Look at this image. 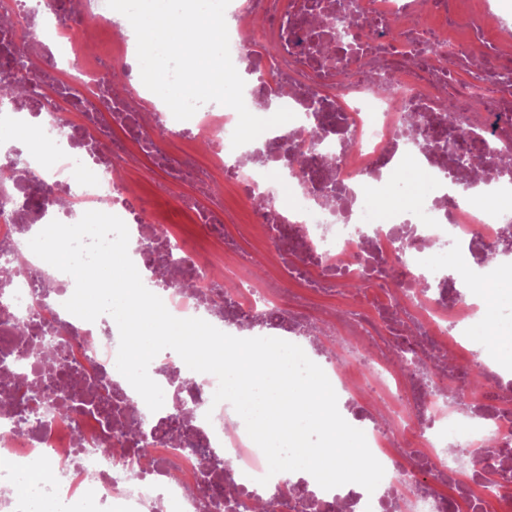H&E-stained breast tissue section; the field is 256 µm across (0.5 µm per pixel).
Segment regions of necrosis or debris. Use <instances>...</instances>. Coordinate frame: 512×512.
I'll list each match as a JSON object with an SVG mask.
<instances>
[{
	"label": "necrosis or debris",
	"mask_w": 512,
	"mask_h": 512,
	"mask_svg": "<svg viewBox=\"0 0 512 512\" xmlns=\"http://www.w3.org/2000/svg\"><path fill=\"white\" fill-rule=\"evenodd\" d=\"M230 0L225 11L232 62L256 77L248 109L282 103L294 120L232 147L233 109L202 105L186 121L145 96L131 45L120 55L91 53L50 0L37 8L0 0V69L22 27L42 66L24 103L0 98V129L35 125L47 152L41 174L0 170V512H33L53 501L60 512H251L254 500L288 502L289 512H442L452 483L455 512H501L512 498V364L480 356L474 334L512 327V302L458 295L460 281L499 283L488 261L471 260L512 239V57L487 41V22L504 26L512 0H428L407 13L404 0ZM371 28L365 42L324 65L337 50L332 25ZM466 39H458V29ZM273 42L274 49L262 46ZM453 62L439 66L431 47ZM489 99L488 109L471 107ZM460 147L480 137L477 195L482 215L453 196L461 184L454 151L437 148L436 130ZM206 145L209 161L178 152ZM160 168L172 192L190 178L180 207L216 233L235 218L218 185L242 189L286 280L248 273L254 253L216 265L190 248L174 225L129 193L120 163L130 144ZM102 174L74 186L73 169ZM119 216L137 239L144 283L178 318L202 317L233 336L280 337L306 328L337 395L358 411L357 427L385 474L374 492L326 490L315 479L268 476L262 450L230 403H214L217 378L187 373L175 351L156 356L149 374L164 391L150 411L116 368L119 331L69 313L73 278L22 245L57 220L85 212ZM356 281L355 291L340 288ZM335 296L311 306L288 282ZM472 379L460 380L459 366ZM44 392L46 407L15 431L20 388ZM50 475L9 491L31 460ZM267 484H259V477ZM232 481L224 496L217 486Z\"/></svg>",
	"instance_id": "1"
}]
</instances>
